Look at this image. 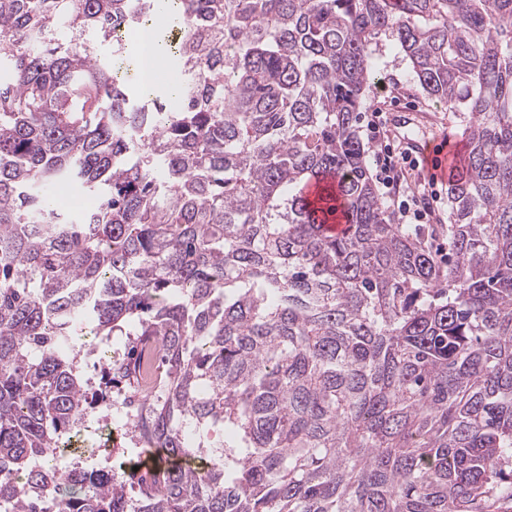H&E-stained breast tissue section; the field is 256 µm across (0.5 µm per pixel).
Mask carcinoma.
<instances>
[{"mask_svg":"<svg viewBox=\"0 0 512 512\" xmlns=\"http://www.w3.org/2000/svg\"><path fill=\"white\" fill-rule=\"evenodd\" d=\"M143 21L180 75L160 95L120 75ZM383 35L470 117L446 263L369 176ZM5 67L0 504L512 512V0H0ZM94 347L155 455L73 481Z\"/></svg>","mask_w":512,"mask_h":512,"instance_id":"carcinoma-1","label":"carcinoma"}]
</instances>
